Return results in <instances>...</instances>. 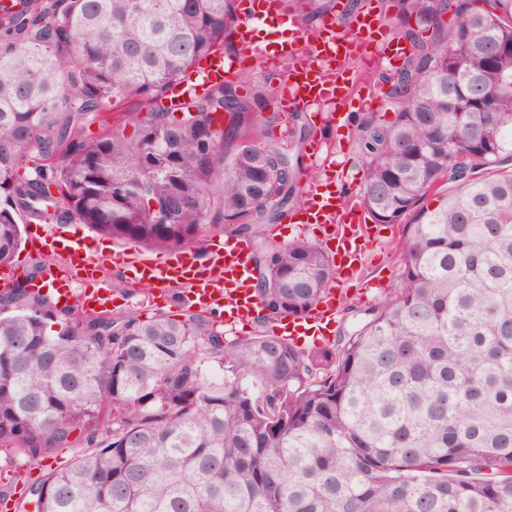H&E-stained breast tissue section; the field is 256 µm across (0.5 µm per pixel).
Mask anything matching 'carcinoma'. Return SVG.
<instances>
[{
	"label": "carcinoma",
	"mask_w": 512,
	"mask_h": 512,
	"mask_svg": "<svg viewBox=\"0 0 512 512\" xmlns=\"http://www.w3.org/2000/svg\"><path fill=\"white\" fill-rule=\"evenodd\" d=\"M0 10V264L18 216L131 243L206 247L273 224L296 167L249 133L276 107L226 80L169 89L224 40L236 0H12ZM410 44L356 118L375 224L415 213L399 284L346 307L327 346L275 334L332 277L320 248L260 249L263 314L226 336L202 311L71 317L0 294V452L90 451L30 487L37 512H512V0H387ZM136 98L88 138L84 120ZM133 128L127 132V128ZM455 187L437 208L419 202ZM61 325L58 330L55 325Z\"/></svg>",
	"instance_id": "carcinoma-1"
}]
</instances>
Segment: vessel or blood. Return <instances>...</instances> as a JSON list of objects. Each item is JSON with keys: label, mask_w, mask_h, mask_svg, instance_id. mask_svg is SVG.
Listing matches in <instances>:
<instances>
[{"label": "vessel or blood", "mask_w": 512, "mask_h": 512, "mask_svg": "<svg viewBox=\"0 0 512 512\" xmlns=\"http://www.w3.org/2000/svg\"><path fill=\"white\" fill-rule=\"evenodd\" d=\"M298 17L282 11L278 0H240L235 26L237 51L216 50L202 57L188 81L174 88L172 99L240 73L242 60H261L270 65L287 63L288 77L279 105L289 111L309 106L348 105L355 84L346 72L347 60L360 61L362 45H374V58L393 62L405 53L403 46L385 40L375 16L363 13L356 20L359 38L341 34L335 18L322 21L312 40L279 38L280 27L296 28ZM304 223L317 225L323 236L336 244L333 278L349 281L361 269L366 243L372 234L359 201L345 203L334 179L309 187L301 210ZM35 250L49 249L55 258L42 277L32 281L34 290L49 294L54 303L80 304L97 310L114 303L106 290L78 292L77 284L99 279L105 270L119 272L125 282H147L188 304L224 315L226 320L250 318L259 306L250 264L251 244L235 235L205 253L184 247L160 256L135 246L100 249L93 239L79 237L57 226L35 225L29 232ZM341 296L328 292L306 317L309 325L324 330L336 319Z\"/></svg>", "instance_id": "vessel-or-blood-1"}]
</instances>
